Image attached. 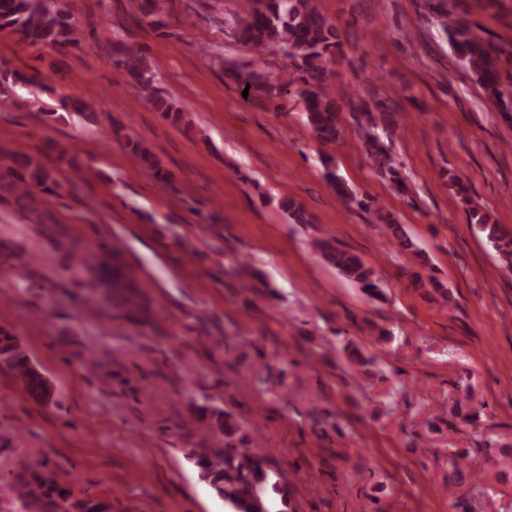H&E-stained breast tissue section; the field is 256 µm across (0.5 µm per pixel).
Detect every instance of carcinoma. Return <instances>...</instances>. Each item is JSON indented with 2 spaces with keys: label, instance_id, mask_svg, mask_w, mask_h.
<instances>
[{
  "label": "carcinoma",
  "instance_id": "1",
  "mask_svg": "<svg viewBox=\"0 0 512 512\" xmlns=\"http://www.w3.org/2000/svg\"><path fill=\"white\" fill-rule=\"evenodd\" d=\"M433 9L443 16L442 27L448 34L450 46L465 68L470 72L486 95L500 107L507 106L504 96L512 98V81L503 90L504 80L500 56L502 50L492 42L478 36L474 29L460 17L448 16L444 0H434ZM173 0H139L134 20L137 24L156 28L164 26L163 18L172 15ZM0 32L34 48L50 47L58 51L77 48L84 39L71 15L55 6L52 0H0ZM236 39L251 49L266 53L276 52L286 61L302 88L300 96L307 123L323 143H334L342 132L341 108L336 93L329 87V66L341 53L342 43L337 26L326 18L316 5V0H247L234 19ZM115 67L123 72L126 85L134 88L149 100L165 119L180 122L183 112L169 97L162 95L142 48L121 42L112 49ZM227 76L241 90L261 92L268 98L281 95L287 85L278 84L257 73L249 62L226 69ZM18 83L31 87V93L46 92L48 87L39 72L32 74L0 69V92L8 94L9 86ZM364 117L360 127L371 148L372 159L388 172L402 190L406 183L396 168V162L386 145L373 134V130L395 132L402 114L385 103L376 104L373 112L368 103L359 100L355 105ZM136 163L152 181L167 184V175L152 154L140 144L131 146ZM325 176L336 186L337 194L347 203L362 209L369 201L358 195L338 174L331 160H323ZM0 181L16 200L31 202L29 211L36 223L42 224L48 216L32 205L33 193L57 194L63 185L31 156L18 151L0 148ZM391 230L395 244L403 252L420 255L417 246L403 225L391 217L380 218ZM471 222L486 234L487 240L506 262L512 261V235L504 233L501 225L490 222V216L477 211ZM315 250L349 280L362 286L370 297L379 295L380 285L373 278L374 270L356 254L334 246L327 237L314 240ZM0 364L10 369L18 378L31 399L47 404L53 400V385L14 337L0 330ZM212 428L224 434V453L211 448L192 449L195 464L210 485L224 497L233 512H269L267 491L280 497L283 509L288 505V486L273 481L266 459L245 452L232 439L238 426L230 416L213 412ZM15 496L8 500L6 512H107V507L91 499L68 501L67 491L44 479L37 473L26 472L13 482Z\"/></svg>",
  "mask_w": 512,
  "mask_h": 512
}]
</instances>
